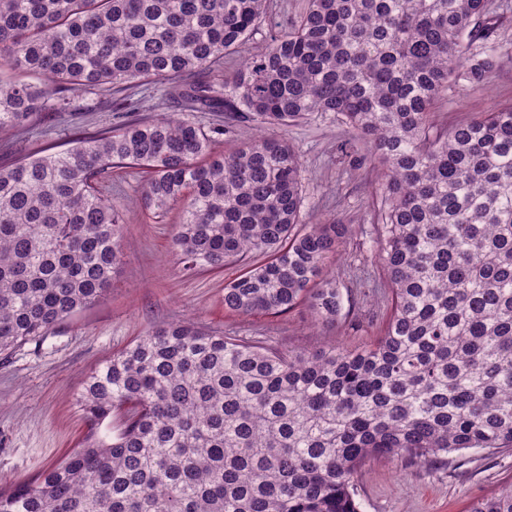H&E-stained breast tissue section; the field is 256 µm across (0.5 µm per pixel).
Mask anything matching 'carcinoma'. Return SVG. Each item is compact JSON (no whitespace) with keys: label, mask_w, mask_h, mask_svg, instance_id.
Here are the masks:
<instances>
[{"label":"carcinoma","mask_w":512,"mask_h":512,"mask_svg":"<svg viewBox=\"0 0 512 512\" xmlns=\"http://www.w3.org/2000/svg\"><path fill=\"white\" fill-rule=\"evenodd\" d=\"M266 0H0V135L75 96L131 83L186 112L284 128L333 113L381 167L368 235L388 288L357 349L278 350L190 322L156 328L87 377L84 445L0 512H360L375 456L512 448V106L440 126L436 104L493 66L488 0H307L243 57ZM167 112L0 166V351L44 336L109 288L123 224L102 185L145 170L155 219L177 206L185 271L238 264L224 310L357 327L329 269L348 224H305L300 153L262 132ZM112 442L94 429L112 416ZM468 512H512V486Z\"/></svg>","instance_id":"carcinoma-1"}]
</instances>
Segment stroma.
I'll return each instance as SVG.
<instances>
[{
    "label": "stroma",
    "mask_w": 512,
    "mask_h": 512,
    "mask_svg": "<svg viewBox=\"0 0 512 512\" xmlns=\"http://www.w3.org/2000/svg\"><path fill=\"white\" fill-rule=\"evenodd\" d=\"M306 0H267L265 23L244 46L251 53L269 33L287 27ZM498 19L499 62L482 86L459 81L436 111L456 121L512 103V0H490ZM114 114L98 96L76 98L72 111L45 112L25 127L0 135V165L51 146L61 151L79 136L112 127ZM301 153L310 224H370L376 174L358 162L351 135L333 115H316L282 129ZM105 180L123 222L122 262L105 295L47 335L0 353V485L37 481L79 448L88 424L76 404L88 374L156 327L192 320L209 331L265 337L280 349L318 351L342 342L357 348L379 334L390 306L384 293L363 302L355 277L365 235L353 233L333 267L349 307L368 317L362 330L343 333L314 322L306 308L278 316L225 314L224 284L238 267L184 271L172 250L176 214L156 222L140 206L141 173L116 168ZM512 484V449L465 450L419 463L377 457L355 477L360 512H467L477 498Z\"/></svg>",
    "instance_id": "35a3bbf8"
}]
</instances>
